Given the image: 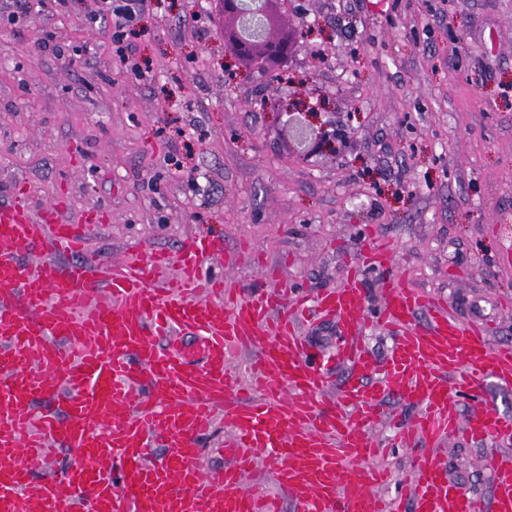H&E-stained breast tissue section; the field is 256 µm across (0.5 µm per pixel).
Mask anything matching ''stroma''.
<instances>
[{
	"instance_id": "obj_1",
	"label": "stroma",
	"mask_w": 512,
	"mask_h": 512,
	"mask_svg": "<svg viewBox=\"0 0 512 512\" xmlns=\"http://www.w3.org/2000/svg\"><path fill=\"white\" fill-rule=\"evenodd\" d=\"M292 3L318 37L281 84L225 81L214 0H149L137 41L144 80L113 55L108 32L88 27L94 0L0 24V204L60 200L76 224L96 211L89 241L106 263L208 233L230 251L210 273L246 293L266 286L268 266L292 288L338 287L345 261L374 239L396 260L363 270L368 317L397 276L512 344V313L500 310L512 264L499 260L512 246V0ZM290 97L333 101L322 120L336 128L335 153L308 161L286 150L275 106ZM243 243L253 257L236 256ZM340 339L333 323L306 331L331 385L328 414L346 377L333 359ZM490 448L453 438L387 449L377 463L393 479L377 493L393 496L429 454L466 493L490 499Z\"/></svg>"
}]
</instances>
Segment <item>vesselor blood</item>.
<instances>
[{
    "label": "vessel or blood",
    "mask_w": 512,
    "mask_h": 512,
    "mask_svg": "<svg viewBox=\"0 0 512 512\" xmlns=\"http://www.w3.org/2000/svg\"><path fill=\"white\" fill-rule=\"evenodd\" d=\"M39 244L52 261L22 265L20 250ZM219 251L213 237L194 235L176 253L114 263L100 285L84 225L56 204L35 212L0 205V512H276L245 483L259 455L301 512H512L508 459L490 460L487 503L432 457L416 460L410 484L390 500L372 492L387 475L358 467L381 451L373 427L388 393L419 409L393 444L511 442L512 419L483 404L461 415L457 396H479L489 378L511 387L512 345L491 344L485 327L394 278L376 317L396 332L381 368L358 339L366 326L360 270L390 263L387 251L366 241L361 264L314 297L277 287L273 268L269 289L240 296L204 269ZM172 265L177 281L157 287ZM423 310L427 323L414 324ZM311 320L347 330L337 359L348 374L333 415L317 409L329 382L300 336ZM242 348L255 352L248 394L229 365ZM40 398L50 404L38 413ZM219 409L230 435L223 466L209 468L200 441ZM62 448L75 452L68 468L46 473L29 496L28 461Z\"/></svg>",
    "instance_id": "vessel-or-blood-1"
}]
</instances>
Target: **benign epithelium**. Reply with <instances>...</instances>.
<instances>
[{"label":"benign epithelium","mask_w":512,"mask_h":512,"mask_svg":"<svg viewBox=\"0 0 512 512\" xmlns=\"http://www.w3.org/2000/svg\"><path fill=\"white\" fill-rule=\"evenodd\" d=\"M224 23V41L241 57H249L256 72L274 77L268 50L275 38L271 18L279 15L283 0H217ZM281 133L294 151L306 158L336 151V130L313 122L299 106L281 105Z\"/></svg>","instance_id":"obj_1"}]
</instances>
